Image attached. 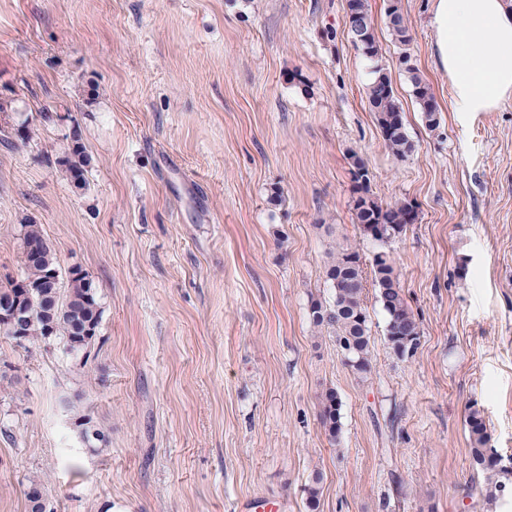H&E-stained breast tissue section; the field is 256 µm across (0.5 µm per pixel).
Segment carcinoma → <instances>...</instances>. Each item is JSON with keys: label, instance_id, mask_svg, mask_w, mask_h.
I'll use <instances>...</instances> for the list:
<instances>
[{"label": "carcinoma", "instance_id": "obj_1", "mask_svg": "<svg viewBox=\"0 0 512 512\" xmlns=\"http://www.w3.org/2000/svg\"><path fill=\"white\" fill-rule=\"evenodd\" d=\"M346 14L366 22L364 37L354 42V46L372 63L371 80L366 87L369 109L375 114L387 148L396 158L403 159L412 152L414 145L407 134L404 111L395 96L391 77L380 63V47L368 0H347ZM385 14L395 43L400 46L409 45L410 35L401 10V0H386ZM402 60L411 84V95L423 114L426 126L432 130L438 128L440 115L431 85L415 67L409 65L408 54H403ZM350 160V193L354 221L361 227L366 224L377 226V234L372 240L382 243L393 226H398L402 232L406 225L415 223L417 211L413 205L379 202L372 189L369 169L364 160L355 154ZM85 162L83 148L76 141L64 161L67 175L75 181L81 180ZM23 242L44 245V253L37 264L23 263L21 279L36 283L49 271L60 270L40 225H24ZM367 265L371 266L369 273L365 271ZM369 275L377 288L378 300L386 316L387 341L391 349L401 359L411 357L419 345L420 326L404 297L388 252L378 251L367 262L355 248L337 250L325 266V277L333 289V300H314L310 305L313 324L333 330L341 352L345 353L344 364L362 377L371 370V336L363 303ZM91 287L88 276L79 272L61 282V288L56 293L53 336L64 342L71 351H82L88 347V344L76 340L79 327L91 324L97 328L101 322L102 310L97 296L89 295ZM44 336L42 303L39 302L30 309L28 342L42 341ZM340 410L341 400L336 391H325L321 395L320 421L332 441L337 439L341 430ZM467 425L471 458L475 466L492 473L494 491L490 495L493 496L505 482L512 481V470L499 469L498 461L489 455L487 428L478 412H470Z\"/></svg>", "mask_w": 512, "mask_h": 512}]
</instances>
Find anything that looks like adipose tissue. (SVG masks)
Returning a JSON list of instances; mask_svg holds the SVG:
<instances>
[{
    "mask_svg": "<svg viewBox=\"0 0 512 512\" xmlns=\"http://www.w3.org/2000/svg\"><path fill=\"white\" fill-rule=\"evenodd\" d=\"M434 62L458 112H491L512 98V7L506 0H433Z\"/></svg>",
    "mask_w": 512,
    "mask_h": 512,
    "instance_id": "ef3b65f1",
    "label": "adipose tissue"
}]
</instances>
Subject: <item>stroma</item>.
<instances>
[{"mask_svg":"<svg viewBox=\"0 0 512 512\" xmlns=\"http://www.w3.org/2000/svg\"><path fill=\"white\" fill-rule=\"evenodd\" d=\"M432 4L402 0L404 49L369 0L415 146L398 159L346 0H0V110L26 128L0 140V286L22 274L31 222L103 310L80 352L0 336V512H28L34 481L54 512H242L256 497L279 512H512V484L489 498L466 424L478 411L512 470V98L453 111ZM76 141L77 184L61 165ZM353 153L379 200L417 210L387 243L352 222ZM346 244L391 254L421 329L397 358L366 287L364 381L309 318ZM330 387L335 442L319 420ZM80 415L104 437L95 451ZM402 60L403 64L407 65L405 70L411 84V95L423 114L426 126L432 130L438 128L440 115L431 85L419 74L415 67L408 65L410 58L406 52L402 55Z\"/></svg>","mask_w":512,"mask_h":512,"instance_id":"35a3bbf8","label":"stroma"}]
</instances>
